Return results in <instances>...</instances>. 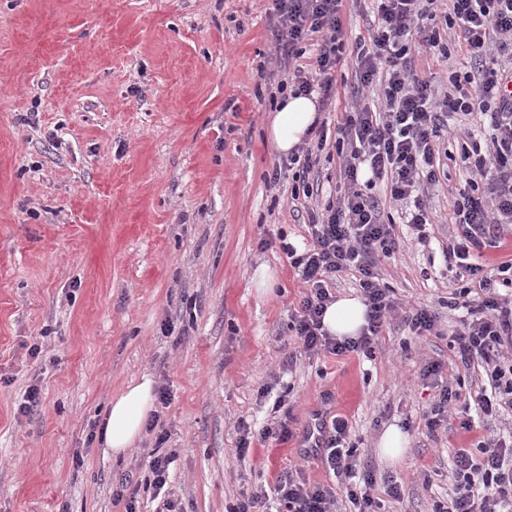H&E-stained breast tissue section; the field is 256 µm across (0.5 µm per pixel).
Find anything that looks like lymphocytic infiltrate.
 <instances>
[{
	"label": "lymphocytic infiltrate",
	"mask_w": 512,
	"mask_h": 512,
	"mask_svg": "<svg viewBox=\"0 0 512 512\" xmlns=\"http://www.w3.org/2000/svg\"><path fill=\"white\" fill-rule=\"evenodd\" d=\"M374 21L365 38L346 48L341 39L343 0H272L269 27L274 47L278 93L316 95L320 106L337 95L336 65L349 54L357 83L352 104L342 112L335 140L326 125H313L312 137L297 154L282 160L270 176L278 183L291 165L318 166L327 145H334L340 188L334 201L308 212L309 244L304 251L284 245L305 291L292 320L305 353L372 356L374 343L395 302L378 272L381 257L399 247L393 224L383 222L372 189L387 180L390 198L405 205L408 224L420 229L431 223L422 196L438 174L435 151L448 137L452 115L479 116L489 131L486 142H473L462 159L483 188L463 194L455 204L456 235L444 253L447 270L470 278L478 299L469 321L451 343L463 365L484 363L490 387L475 403L484 415L512 410V299L501 288H512V260L501 262L494 276L483 274L472 261L476 250L492 246L512 232V100L502 94L512 56V0H372ZM444 16L466 60L452 71L446 90H438L418 69L420 52L442 48L433 22ZM315 40L313 61L300 65L305 41ZM354 273L367 307V325L355 339H337L324 329L323 314L334 302L337 277ZM348 423L336 417L324 426L319 460L337 475H352L356 450L347 441ZM450 472L454 494L437 503L434 512H512V446L479 443L476 453H457ZM336 490L288 476L278 481L274 497L255 493L242 497L230 512H335Z\"/></svg>",
	"instance_id": "lymphocytic-infiltrate-1"
}]
</instances>
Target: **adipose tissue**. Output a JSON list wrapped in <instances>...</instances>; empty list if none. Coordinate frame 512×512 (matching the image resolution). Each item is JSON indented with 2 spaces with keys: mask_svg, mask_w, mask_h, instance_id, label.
Instances as JSON below:
<instances>
[{
  "mask_svg": "<svg viewBox=\"0 0 512 512\" xmlns=\"http://www.w3.org/2000/svg\"><path fill=\"white\" fill-rule=\"evenodd\" d=\"M317 117V104L305 96L286 95L267 125V137L277 151H293L306 137ZM323 323L326 330L339 338L359 336L366 324V307L356 297H341L329 304ZM154 386L150 376H142L114 396L110 402L105 446L121 454L140 439L153 409Z\"/></svg>",
  "mask_w": 512,
  "mask_h": 512,
  "instance_id": "1",
  "label": "adipose tissue"
}]
</instances>
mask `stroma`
Segmentation results:
<instances>
[{"mask_svg": "<svg viewBox=\"0 0 512 512\" xmlns=\"http://www.w3.org/2000/svg\"><path fill=\"white\" fill-rule=\"evenodd\" d=\"M270 8L0 0V512H125L130 499L158 512L145 487L156 449L172 456L181 512H228L295 470L335 485L337 512H350L347 479L303 455L325 406L347 420L380 512H433L451 487L450 454L512 436L507 410L449 415L431 436L420 423L439 395L422 377L428 364L459 381L464 400L487 381L449 347L461 313L446 305L442 250L467 178L465 134L436 155L426 244L401 224L400 206L381 204L404 240L379 262L401 307L373 357L311 356L295 340L302 284L281 244L307 238L309 201L292 191L307 182L327 200L338 163L307 175L297 164L268 181L279 159L266 136L276 89L257 70L272 53ZM264 269L268 290L256 286ZM413 305L436 314L426 336L402 322ZM144 375L170 394L155 407L164 443L147 432L124 454L104 452L112 397ZM32 385L41 401L20 413ZM282 416L287 441L237 452L239 422L258 431ZM392 425L408 437L398 463L378 453ZM395 484L398 499L388 495Z\"/></svg>", "mask_w": 512, "mask_h": 512, "instance_id": "35a3bbf8", "label": "stroma"}]
</instances>
